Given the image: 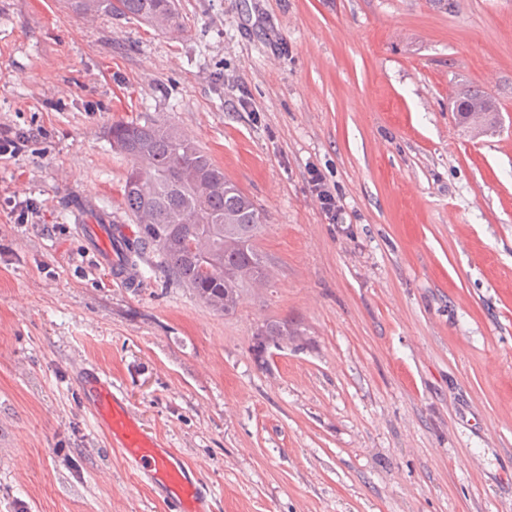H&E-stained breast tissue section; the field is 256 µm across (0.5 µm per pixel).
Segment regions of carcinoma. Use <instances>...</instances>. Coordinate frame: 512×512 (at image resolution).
Returning a JSON list of instances; mask_svg holds the SVG:
<instances>
[{"mask_svg":"<svg viewBox=\"0 0 512 512\" xmlns=\"http://www.w3.org/2000/svg\"><path fill=\"white\" fill-rule=\"evenodd\" d=\"M75 15L138 18L167 31L180 27L175 0H67ZM467 128L495 124L496 114L480 91L470 92L458 106ZM112 148L132 166L124 201L138 224L127 242L135 256L153 249L165 276L193 291L210 310L229 314L240 289L264 282L270 266L255 246L262 227L254 201L224 170L176 127L156 122H116L109 129ZM254 346L261 354L268 342L278 343L300 330L286 320L265 322Z\"/></svg>","mask_w":512,"mask_h":512,"instance_id":"1","label":"carcinoma"}]
</instances>
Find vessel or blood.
<instances>
[{
	"mask_svg": "<svg viewBox=\"0 0 512 512\" xmlns=\"http://www.w3.org/2000/svg\"><path fill=\"white\" fill-rule=\"evenodd\" d=\"M76 235L98 265L111 269L122 288L141 284V272L132 265L120 243L126 228L108 230L100 224H79ZM83 403L97 429L121 451L128 468L146 478L176 512H209L198 476L185 459L145 430L129 397L116 388L109 375L82 373L77 379Z\"/></svg>",
	"mask_w": 512,
	"mask_h": 512,
	"instance_id": "1",
	"label": "vessel or blood"
}]
</instances>
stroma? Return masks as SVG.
Returning <instances> with one entry per match:
<instances>
[{
	"label": "stroma",
	"instance_id": "obj_1",
	"mask_svg": "<svg viewBox=\"0 0 512 512\" xmlns=\"http://www.w3.org/2000/svg\"><path fill=\"white\" fill-rule=\"evenodd\" d=\"M176 5L162 33L0 0V132L28 136L0 160V512H170L83 407L91 369L211 512H512V0ZM470 88L494 129L459 124ZM145 120L264 216L274 275L230 314L152 250L142 287H117L72 230L94 213L137 231L108 130ZM272 319L300 333L260 360ZM310 184L312 196L320 211L329 220L328 223L338 224V221L342 219L344 206L336 193V185L331 187L317 169L310 171Z\"/></svg>",
	"mask_w": 512,
	"mask_h": 512
}]
</instances>
